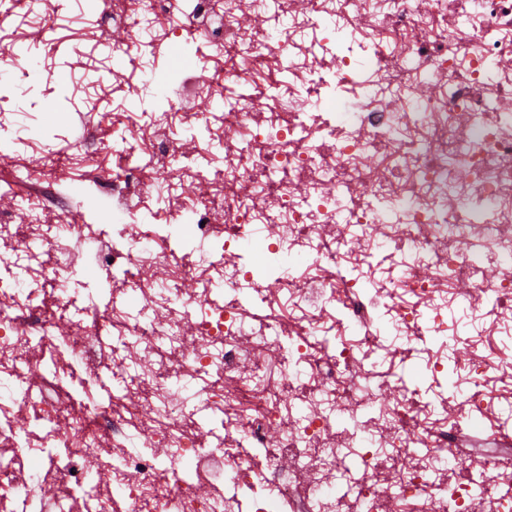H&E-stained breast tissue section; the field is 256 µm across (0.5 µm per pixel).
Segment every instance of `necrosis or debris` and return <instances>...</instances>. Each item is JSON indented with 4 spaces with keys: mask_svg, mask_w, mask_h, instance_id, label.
<instances>
[{
    "mask_svg": "<svg viewBox=\"0 0 512 512\" xmlns=\"http://www.w3.org/2000/svg\"><path fill=\"white\" fill-rule=\"evenodd\" d=\"M246 4L84 0L131 36L149 11L174 55L202 44L222 63L198 78L182 61L165 128L144 131L134 98L72 143L88 158L111 143L117 168L85 177L111 197V229L63 236L66 212L43 226L0 209V239L35 253L39 277L0 280V512H99L114 496L123 512H224L226 483L266 487L253 512H512V436L495 413L512 399V278L489 276L512 259V0H275L308 42L274 24L243 35ZM178 181L189 198L161 195ZM86 242L112 275L104 307L59 285ZM296 266L311 277L284 279ZM451 305L489 327L464 335ZM452 340L462 358L443 356ZM272 351L283 368L268 383ZM415 359L430 396L394 382ZM114 365L137 379L108 401L63 386L72 369L94 380ZM189 379L224 420L177 407ZM219 430L220 453L207 441ZM350 456L362 468L348 496L317 462ZM206 465L222 486L201 479Z\"/></svg>",
    "mask_w": 512,
    "mask_h": 512,
    "instance_id": "1",
    "label": "necrosis or debris"
}]
</instances>
